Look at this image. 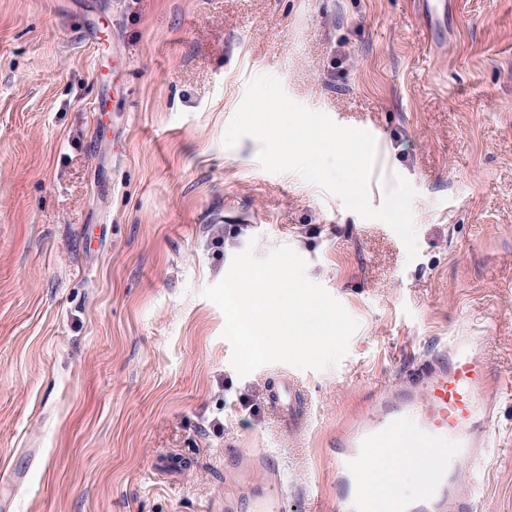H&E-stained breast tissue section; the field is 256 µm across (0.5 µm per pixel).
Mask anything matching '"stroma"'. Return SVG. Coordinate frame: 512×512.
Masks as SVG:
<instances>
[{
  "mask_svg": "<svg viewBox=\"0 0 512 512\" xmlns=\"http://www.w3.org/2000/svg\"><path fill=\"white\" fill-rule=\"evenodd\" d=\"M449 2L431 37L417 0H0V512H220L230 448L285 469L281 512H336L370 390L460 334L512 374V0ZM259 74L375 134L414 260L256 139L224 147ZM282 245L359 328L338 365L242 377L202 291ZM282 373L303 431L267 409ZM470 467L471 512H512V399Z\"/></svg>",
  "mask_w": 512,
  "mask_h": 512,
  "instance_id": "obj_1",
  "label": "stroma"
}]
</instances>
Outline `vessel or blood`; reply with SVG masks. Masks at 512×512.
Instances as JSON below:
<instances>
[{"instance_id":"1","label":"vessel or blood","mask_w":512,"mask_h":512,"mask_svg":"<svg viewBox=\"0 0 512 512\" xmlns=\"http://www.w3.org/2000/svg\"><path fill=\"white\" fill-rule=\"evenodd\" d=\"M511 395L512 377L492 373L471 337H454L443 356L383 391L365 415L339 432L336 479L347 488L339 512H469L460 493L474 477L468 464L487 455L501 400ZM302 398L301 389L284 375L266 390L268 409L291 429L301 424ZM388 445L401 458L414 448L425 454L429 467L422 498L407 504L369 498L364 488L368 451ZM225 460L248 491L225 496L224 512H278L284 470L272 456L239 450Z\"/></svg>"}]
</instances>
